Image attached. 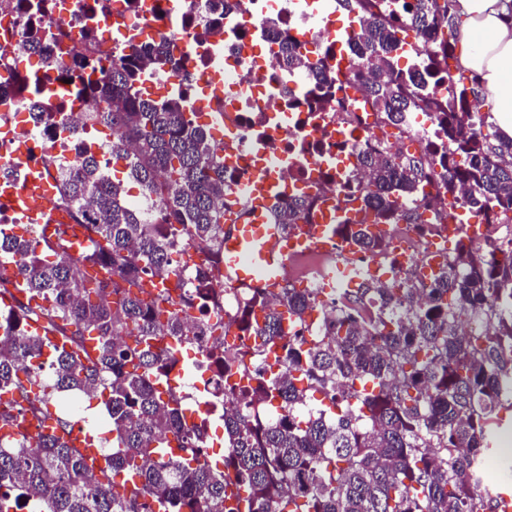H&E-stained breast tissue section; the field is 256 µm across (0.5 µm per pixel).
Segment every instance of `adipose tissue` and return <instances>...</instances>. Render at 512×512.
I'll use <instances>...</instances> for the list:
<instances>
[{"mask_svg": "<svg viewBox=\"0 0 512 512\" xmlns=\"http://www.w3.org/2000/svg\"><path fill=\"white\" fill-rule=\"evenodd\" d=\"M459 63L476 75L499 137L512 140V0H452Z\"/></svg>", "mask_w": 512, "mask_h": 512, "instance_id": "ef3b65f1", "label": "adipose tissue"}]
</instances>
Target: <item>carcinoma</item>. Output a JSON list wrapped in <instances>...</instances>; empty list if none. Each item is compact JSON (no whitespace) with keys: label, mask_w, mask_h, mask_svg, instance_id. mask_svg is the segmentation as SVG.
Masks as SVG:
<instances>
[{"label":"carcinoma","mask_w":512,"mask_h":512,"mask_svg":"<svg viewBox=\"0 0 512 512\" xmlns=\"http://www.w3.org/2000/svg\"><path fill=\"white\" fill-rule=\"evenodd\" d=\"M46 0H18L26 24L18 51L64 70L47 52L41 16ZM359 31L366 73L359 74L382 128L400 129L409 112H428L436 141L419 154L374 151L360 163L350 200L374 224H512V140L482 128L477 78L456 82V17L439 0H400V13L382 0H340ZM411 30L435 47L425 62L403 70L398 33ZM282 61L327 85L301 46L276 35ZM158 68L171 59L160 46L140 45L112 60L75 58L88 69L76 95L107 104L96 115L112 132V174L95 153L56 185V199L84 224L90 246L69 253V227L33 245L0 232V258L15 264L0 280V512H17L22 497L40 495L39 512H478L482 494L469 476L492 449L498 412L512 406V256L498 260L466 237L421 293L408 278L364 279L336 294L324 310L327 332L288 335L317 306L311 288L285 285L268 299L251 291L237 321L248 333L239 348L215 336L211 362L256 363L271 348L281 368L261 367L256 384L224 383V447L212 456L191 430L181 397L162 370L192 331L186 311L204 314L214 297L204 272L180 296L150 300L134 292L143 281L176 273V242L223 250L224 161L207 129L187 115L184 100L158 102L136 87L144 60ZM125 174L159 199L149 218L124 202ZM439 178L440 191L426 188ZM313 200L296 196L281 214L290 226ZM363 253L385 254L389 244L365 223L337 226ZM98 266L110 277L90 282L77 266ZM480 330L463 332L467 324ZM64 391L102 397L110 417L112 450L94 469L69 441L59 416ZM328 404H312L309 393ZM278 404L272 419L255 408ZM52 421L32 443L17 428L28 417ZM136 479L142 494H118L114 476Z\"/></svg>","instance_id":"1"}]
</instances>
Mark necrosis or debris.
<instances>
[{
    "mask_svg": "<svg viewBox=\"0 0 512 512\" xmlns=\"http://www.w3.org/2000/svg\"><path fill=\"white\" fill-rule=\"evenodd\" d=\"M16 7L17 0H0V75L10 79L9 93L0 97V167L8 168L15 187L31 196L36 190L29 180L32 170L54 183L79 160L84 136L93 128L89 115L98 106L60 95L57 71L19 69L15 47L23 39L24 26ZM42 25L48 50L66 63L77 56L109 58L148 42L165 44L175 66L145 65L141 87L157 101L183 98L192 112L199 102H206L209 133L219 151L239 155L238 163L224 170L228 209L241 208L236 188L251 179L265 159L275 161L276 177L289 187L279 197L278 209H286L302 191L319 208L328 199L344 202L355 184L362 153L381 147L395 151L407 142L425 148L435 136V121L425 112L414 113L402 131L389 138L370 102L354 106L349 117L322 106L318 87L299 82L280 62L272 32L309 48L308 58L326 74L334 99L353 95L352 73L359 61L349 47L337 42L330 16L315 20L298 0H49ZM342 59L348 69L339 68ZM221 77L226 80L223 96L210 95L211 84ZM34 103L52 108L58 124L75 128V135L62 136L56 129L40 132L32 120ZM446 230L443 224L428 234L413 224L385 225L386 240L402 249L401 262L362 252L345 258V241L340 238L293 258L287 280L319 289L332 272L347 264L360 276L374 269L385 280L402 281L431 262L432 244ZM212 287L216 304L206 318L194 321V350L188 357L175 353L168 378L174 387L184 388L183 365L191 363L198 375L193 384L197 395L186 423L217 446L224 440V403L204 394L214 381L208 365L214 339L207 326L218 320L230 322L250 288L221 278L213 280Z\"/></svg>",
    "mask_w": 512,
    "mask_h": 512,
    "instance_id": "1",
    "label": "necrosis or debris"
}]
</instances>
